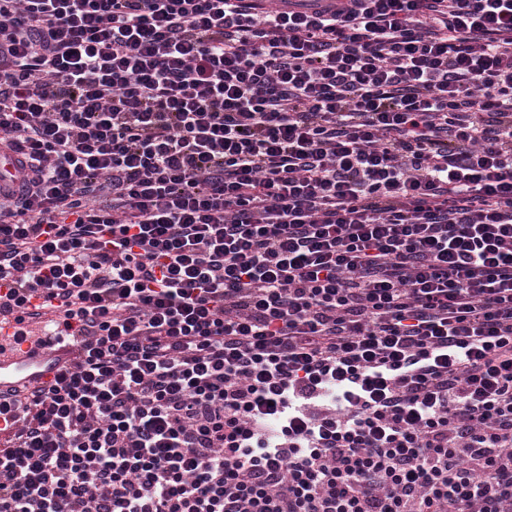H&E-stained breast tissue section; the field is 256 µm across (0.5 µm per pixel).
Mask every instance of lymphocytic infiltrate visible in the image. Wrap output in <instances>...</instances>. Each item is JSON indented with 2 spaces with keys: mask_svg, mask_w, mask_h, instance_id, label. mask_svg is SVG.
Here are the masks:
<instances>
[{
  "mask_svg": "<svg viewBox=\"0 0 512 512\" xmlns=\"http://www.w3.org/2000/svg\"><path fill=\"white\" fill-rule=\"evenodd\" d=\"M1 144L0 512H512V0H0ZM18 327L13 321L6 325L0 322V398L53 380L76 359V349L69 341L60 339L49 346H33L24 336L13 335Z\"/></svg>",
  "mask_w": 512,
  "mask_h": 512,
  "instance_id": "1",
  "label": "lymphocytic infiltrate"
}]
</instances>
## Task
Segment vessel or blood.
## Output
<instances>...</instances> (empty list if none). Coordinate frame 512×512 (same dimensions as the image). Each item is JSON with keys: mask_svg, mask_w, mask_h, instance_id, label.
Segmentation results:
<instances>
[{"mask_svg": "<svg viewBox=\"0 0 512 512\" xmlns=\"http://www.w3.org/2000/svg\"><path fill=\"white\" fill-rule=\"evenodd\" d=\"M17 324L0 326V396L30 390L53 380L76 359V349L69 341L55 340L45 347L27 340H14Z\"/></svg>", "mask_w": 512, "mask_h": 512, "instance_id": "b4317fda", "label": "vessel or blood"}]
</instances>
